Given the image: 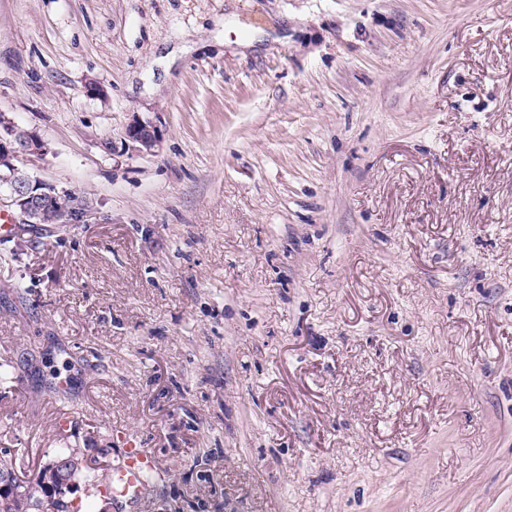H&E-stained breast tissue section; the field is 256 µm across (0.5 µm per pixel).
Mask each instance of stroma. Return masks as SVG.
I'll return each instance as SVG.
<instances>
[{
  "instance_id": "35a3bbf8",
  "label": "stroma",
  "mask_w": 512,
  "mask_h": 512,
  "mask_svg": "<svg viewBox=\"0 0 512 512\" xmlns=\"http://www.w3.org/2000/svg\"><path fill=\"white\" fill-rule=\"evenodd\" d=\"M0 115L86 211L0 237V453L137 436L84 512H512V0H0ZM159 139L158 130L152 122L136 117L126 128L124 146L138 152H151ZM157 471V464L143 448L131 444L126 448L122 466L113 469L103 491L113 500L126 503L137 501L149 485V478Z\"/></svg>"
}]
</instances>
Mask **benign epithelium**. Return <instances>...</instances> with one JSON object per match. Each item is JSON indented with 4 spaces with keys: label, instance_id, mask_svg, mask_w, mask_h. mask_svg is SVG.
<instances>
[{
    "label": "benign epithelium",
    "instance_id": "obj_1",
    "mask_svg": "<svg viewBox=\"0 0 512 512\" xmlns=\"http://www.w3.org/2000/svg\"><path fill=\"white\" fill-rule=\"evenodd\" d=\"M159 143V133L152 122L135 118L125 131L124 145L138 152H150ZM45 151L44 143L31 132L16 126L0 116V168L9 169L10 175L20 169L19 163L29 155ZM9 206L17 212L18 226L70 224L81 221L83 212L74 206L75 198L64 199L45 187L37 178L25 174L13 180L8 195ZM78 465L73 457L59 459L52 470L49 490L64 494L79 490L70 479L72 468Z\"/></svg>",
    "mask_w": 512,
    "mask_h": 512
}]
</instances>
